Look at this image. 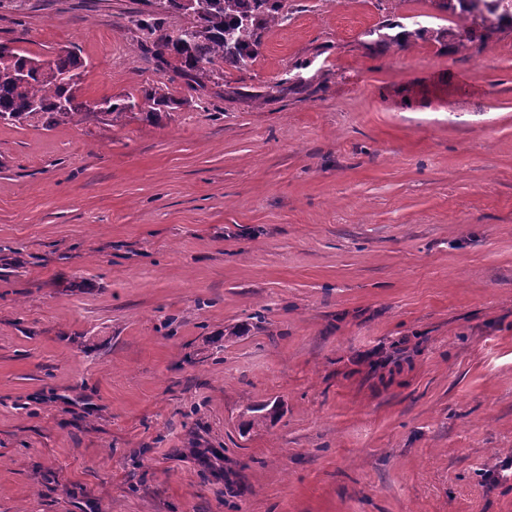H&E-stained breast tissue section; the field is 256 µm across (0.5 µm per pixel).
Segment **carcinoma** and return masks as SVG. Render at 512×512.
<instances>
[{
  "mask_svg": "<svg viewBox=\"0 0 512 512\" xmlns=\"http://www.w3.org/2000/svg\"><path fill=\"white\" fill-rule=\"evenodd\" d=\"M145 5L152 10L141 15L136 24L155 36L148 53L162 67L175 61L176 72L187 84L197 87L224 75L226 65L239 70L250 66L258 56L263 35L287 19L283 0H208L207 11L202 15L185 10L180 0H168L164 9L156 7L153 0H145ZM448 8L458 11L467 22L463 35L469 42L485 30L512 28V0H456L449 3ZM170 11L185 17L175 37L160 33L159 16ZM383 28V33L378 27L368 32L369 36L375 37L374 44L378 47L391 43L399 45L422 33L416 29L391 35L386 32L390 24ZM14 53L12 59H0V123H19L31 115L32 107L36 105L53 124L99 119L119 124L135 107L133 98L128 95L107 97L100 108L83 101V62L74 51L29 70L23 81L16 78V71L36 57L17 49ZM144 97L151 103L145 119L153 122L159 120L162 113L183 106L165 85L145 90ZM66 98L75 102L73 111H57V103Z\"/></svg>",
  "mask_w": 512,
  "mask_h": 512,
  "instance_id": "cac0c4a2",
  "label": "carcinoma"
}]
</instances>
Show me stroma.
I'll use <instances>...</instances> for the list:
<instances>
[{
  "label": "stroma",
  "mask_w": 512,
  "mask_h": 512,
  "mask_svg": "<svg viewBox=\"0 0 512 512\" xmlns=\"http://www.w3.org/2000/svg\"><path fill=\"white\" fill-rule=\"evenodd\" d=\"M285 5L194 90L142 0H0L83 100H186L0 124V512H512V29ZM144 97L149 101L150 110L146 112L145 119L158 121L162 112H169L183 106V102L177 99L166 85H157L146 89Z\"/></svg>",
  "instance_id": "1"
}]
</instances>
